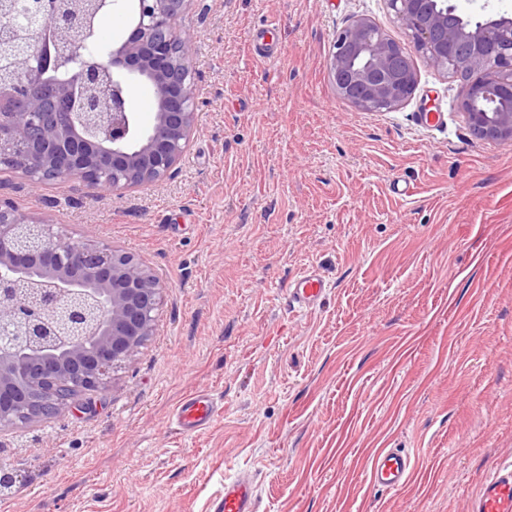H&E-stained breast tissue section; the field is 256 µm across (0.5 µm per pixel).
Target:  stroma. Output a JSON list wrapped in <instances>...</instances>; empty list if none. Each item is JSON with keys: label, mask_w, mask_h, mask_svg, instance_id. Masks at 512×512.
I'll return each mask as SVG.
<instances>
[{"label": "stroma", "mask_w": 512, "mask_h": 512, "mask_svg": "<svg viewBox=\"0 0 512 512\" xmlns=\"http://www.w3.org/2000/svg\"><path fill=\"white\" fill-rule=\"evenodd\" d=\"M386 0H190V146L123 193L0 171V197L53 231L138 255L156 334L83 408L0 428V512H221L251 474L257 512H469L512 465V143L475 139L458 80L414 56L392 112L339 100L334 37ZM320 268L305 312L286 283ZM209 392L205 429L174 428ZM411 480L373 488L383 448ZM329 288L326 275L319 268L312 267L288 282V303L293 309L313 310L326 298ZM218 411V400L208 393H196L186 398L177 408L175 420L181 434L191 435L213 420Z\"/></svg>", "instance_id": "35a3bbf8"}]
</instances>
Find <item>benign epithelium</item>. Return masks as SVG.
Segmentation results:
<instances>
[{"label":"benign epithelium","instance_id":"1","mask_svg":"<svg viewBox=\"0 0 512 512\" xmlns=\"http://www.w3.org/2000/svg\"><path fill=\"white\" fill-rule=\"evenodd\" d=\"M0 0V168L34 183L66 177L107 191L167 175L195 122L194 40L176 27L190 0H136L121 45L79 67L107 0H47L54 74L32 67L38 29L15 27ZM416 52L460 80L458 110L473 135L512 143V16L474 21L448 0H387ZM327 68L337 96L392 112L416 89L407 48L369 17L336 33ZM153 88V125L140 128L132 83ZM163 294L138 256L56 234L0 199V425L50 419L105 389L112 371L154 335Z\"/></svg>","mask_w":512,"mask_h":512}]
</instances>
